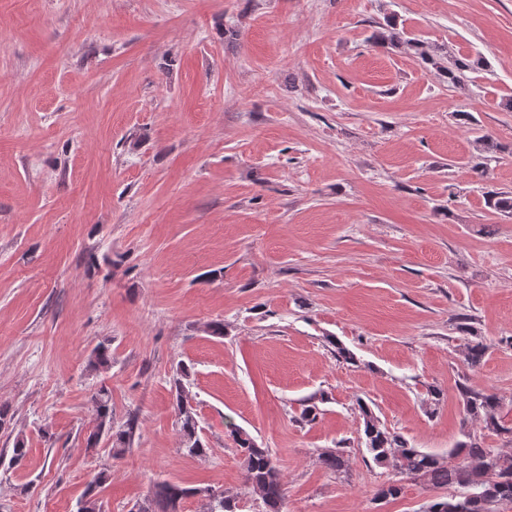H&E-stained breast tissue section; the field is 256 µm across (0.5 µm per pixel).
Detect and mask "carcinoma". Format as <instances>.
<instances>
[{"label": "carcinoma", "instance_id": "cac0c4a2", "mask_svg": "<svg viewBox=\"0 0 512 512\" xmlns=\"http://www.w3.org/2000/svg\"><path fill=\"white\" fill-rule=\"evenodd\" d=\"M377 44L397 47L405 42L403 33L389 27L373 35ZM420 58L439 69L449 83H464L465 72L472 69L466 58H455L449 63L422 49L420 43L412 42ZM488 206L496 212L512 215V193L495 192L488 197ZM488 353V345L482 340L469 341L464 345V361L471 369L479 368ZM90 364L107 369L112 364V351L104 343L91 351ZM189 377L185 367L179 368L174 380L176 390V412L180 422L185 450L195 456L206 454L205 445L198 435V420L192 406L183 396V380ZM463 423L478 420L484 428L493 432L503 431L499 414L502 399L490 390L475 391L467 387L459 391ZM96 415L86 437V447L97 448L102 442L125 445L130 442L135 419H130L127 428L112 430V403L107 389L100 388L93 396ZM363 418L364 444L373 461L392 467L403 478L422 479L436 488H448L453 493L446 497V512H512V456L500 448L485 444L484 438L468 436L453 450L462 460L450 464L444 459L424 452L409 444L400 434L389 430L364 403H359ZM239 448L243 479L262 500L263 512H284L286 488L270 451L258 446L250 435L240 429L231 430ZM322 466L329 472L339 474L345 470L347 459L339 451H325L320 456ZM105 475H98L87 486L77 502L76 512H101L98 488ZM198 496L207 500V512H235L236 503L224 497L210 486L184 487L180 484L161 481L154 485L151 497L139 508V512H180L184 499Z\"/></svg>", "mask_w": 512, "mask_h": 512}]
</instances>
